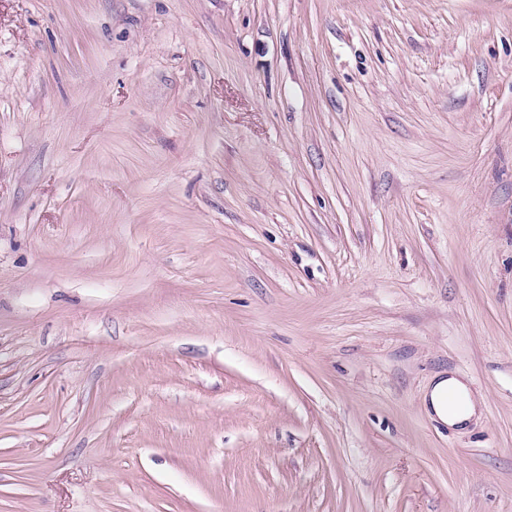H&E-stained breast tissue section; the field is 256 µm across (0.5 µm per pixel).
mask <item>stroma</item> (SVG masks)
<instances>
[{
    "instance_id": "35a3bbf8",
    "label": "stroma",
    "mask_w": 512,
    "mask_h": 512,
    "mask_svg": "<svg viewBox=\"0 0 512 512\" xmlns=\"http://www.w3.org/2000/svg\"><path fill=\"white\" fill-rule=\"evenodd\" d=\"M0 512H512V0H0ZM449 391H455L465 397L466 403L462 408H454L448 404ZM430 404L438 419L450 427L468 421L475 411V404L468 388L454 377L442 378L434 385L430 393Z\"/></svg>"
}]
</instances>
